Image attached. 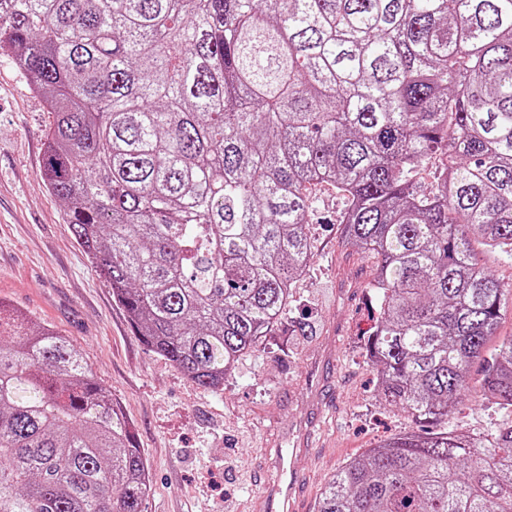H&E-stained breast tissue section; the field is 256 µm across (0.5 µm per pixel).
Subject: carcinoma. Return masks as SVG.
<instances>
[{
	"instance_id": "cac0c4a2",
	"label": "carcinoma",
	"mask_w": 512,
	"mask_h": 512,
	"mask_svg": "<svg viewBox=\"0 0 512 512\" xmlns=\"http://www.w3.org/2000/svg\"><path fill=\"white\" fill-rule=\"evenodd\" d=\"M0 55L54 115L41 179L146 346L224 390L291 305L325 179L377 259L378 396L448 418L512 305L475 250L512 260V0H0ZM480 395L512 413V336ZM149 491L82 354L0 301V512H145ZM317 512H512V425L384 440Z\"/></svg>"
}]
</instances>
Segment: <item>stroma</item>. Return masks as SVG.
<instances>
[{"label": "stroma", "mask_w": 512, "mask_h": 512, "mask_svg": "<svg viewBox=\"0 0 512 512\" xmlns=\"http://www.w3.org/2000/svg\"><path fill=\"white\" fill-rule=\"evenodd\" d=\"M52 117L29 81L0 56V299L66 336L132 425L150 473L147 512H251L258 472L305 436L293 457L306 512L329 479L378 442L416 425L377 395L363 353L377 314L375 261L347 244L335 186H312L313 257L292 284V310L316 334H274L239 359L213 393L146 346L41 181ZM480 363L448 424L487 435L512 416L482 400Z\"/></svg>", "instance_id": "35a3bbf8"}]
</instances>
